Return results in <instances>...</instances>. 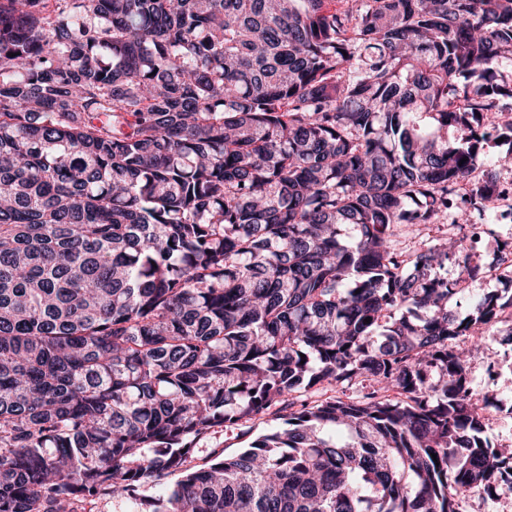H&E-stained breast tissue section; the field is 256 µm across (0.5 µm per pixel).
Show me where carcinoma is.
Returning a JSON list of instances; mask_svg holds the SVG:
<instances>
[{
    "label": "carcinoma",
    "mask_w": 512,
    "mask_h": 512,
    "mask_svg": "<svg viewBox=\"0 0 512 512\" xmlns=\"http://www.w3.org/2000/svg\"><path fill=\"white\" fill-rule=\"evenodd\" d=\"M491 167L512 0H0V512L511 492L466 370L512 308L460 234L512 224ZM265 427V422H256L252 428L240 427L220 431L207 441L206 448H223L227 453L235 452L240 448L248 446Z\"/></svg>",
    "instance_id": "cac0c4a2"
}]
</instances>
